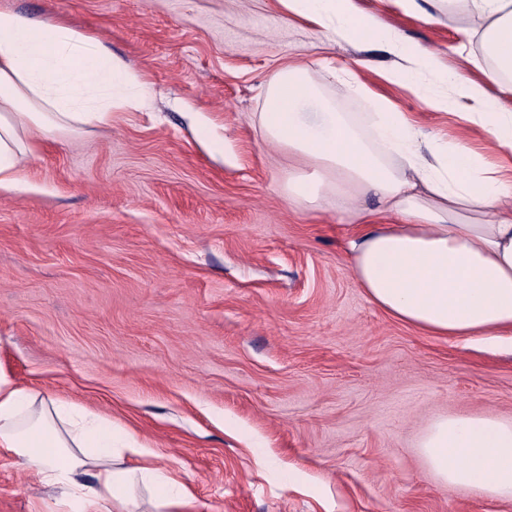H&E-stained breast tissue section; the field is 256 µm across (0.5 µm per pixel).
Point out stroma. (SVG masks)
I'll use <instances>...</instances> for the list:
<instances>
[{"mask_svg":"<svg viewBox=\"0 0 512 512\" xmlns=\"http://www.w3.org/2000/svg\"><path fill=\"white\" fill-rule=\"evenodd\" d=\"M359 8L480 78L469 25L422 0ZM56 18L141 70L147 107L76 133H31L19 188L0 190V376L99 413L190 483L198 512H512L448 485L419 448L448 414L512 418V338L429 336L358 288L335 201L288 197V153L256 129L281 67L321 54L271 0H0ZM331 60L427 131L492 163L512 150L453 114L419 74L344 44ZM0 512H69L0 454Z\"/></svg>","mask_w":512,"mask_h":512,"instance_id":"obj_1","label":"stroma"}]
</instances>
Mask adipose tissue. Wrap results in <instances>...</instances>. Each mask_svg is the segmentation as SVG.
Wrapping results in <instances>:
<instances>
[{
    "label": "adipose tissue",
    "mask_w": 512,
    "mask_h": 512,
    "mask_svg": "<svg viewBox=\"0 0 512 512\" xmlns=\"http://www.w3.org/2000/svg\"><path fill=\"white\" fill-rule=\"evenodd\" d=\"M321 37L323 48L377 42L399 58L391 85L412 86L415 71L445 73L432 50L406 42L357 0H277ZM464 12L462 28L481 57L480 79L454 75L472 101L467 121L512 149V0H441ZM372 98L370 112L341 111L325 84ZM141 74L83 31L0 10V188L22 181L29 131L47 135L141 109ZM265 144L287 150L288 196L303 206L336 199L353 226L344 242L353 278L392 317L431 336H485L512 330V169L466 143H443L353 71L327 58L280 68L259 115ZM397 216L394 224L379 215ZM443 481L491 498L512 499V420L441 416L420 443ZM0 452L20 458L40 483L78 512H191L189 486L156 451L86 408L0 379Z\"/></svg>",
    "instance_id": "ef3b65f1"
}]
</instances>
